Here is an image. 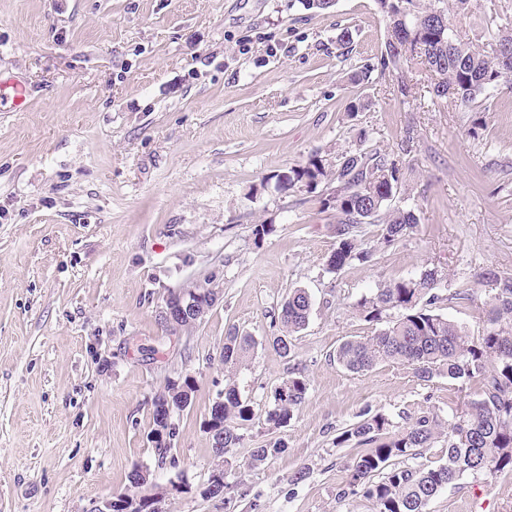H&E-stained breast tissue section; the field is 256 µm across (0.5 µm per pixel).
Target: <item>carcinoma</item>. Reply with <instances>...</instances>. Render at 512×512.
<instances>
[{"label":"carcinoma","instance_id":"carcinoma-1","mask_svg":"<svg viewBox=\"0 0 512 512\" xmlns=\"http://www.w3.org/2000/svg\"><path fill=\"white\" fill-rule=\"evenodd\" d=\"M377 0L387 25L385 50L380 67L398 68L420 60L435 73L434 90L439 97L451 96L463 109L501 84L512 85V73L500 67L498 50L512 51L509 22L488 31L486 42L474 46L457 37L451 13L477 9V0ZM288 186L298 184L309 190L324 183L331 192L320 199L321 207L336 210V248L326 266L338 272L351 262L370 261L373 250L364 246L355 228L362 224L380 226L378 244L392 246L412 232L418 218L413 208L393 204L403 194L401 168L397 160L363 148L344 151L329 163L315 154L303 165L288 168ZM495 285L484 302L486 320L482 333L469 335L463 327L436 311V290L441 283L438 270L429 269L416 277L393 279L358 300L356 310L367 322L380 325L370 336L348 339L335 352L336 363L353 373L372 370L381 362L406 364L425 381L446 378L450 382H475L478 398L444 421L432 411L404 414L405 426H396L383 413H375L341 432L338 445L353 443L366 450L345 466L342 498L362 493L373 501L376 512H427L431 500L443 489L466 476L480 477L490 487L504 473H512V278L485 273ZM216 275L184 292H206L217 299ZM308 293L296 288L281 305L278 315L281 335L274 343L285 356L291 353L290 338L309 322ZM255 345L251 336L224 337L222 360L237 365ZM265 412L267 425L278 428L293 417L308 393L302 374L282 382ZM195 379L186 375L167 383L153 400L152 429H166L164 441H154L158 451L167 453L176 437L173 421H164L166 409L178 411L193 400ZM224 401L212 403L209 430L212 453L226 459L243 440L241 426L253 419L249 402L234 386L224 388ZM446 442L447 462L436 467L398 466L419 455L438 439ZM285 451L275 443L256 448L251 464H258Z\"/></svg>","mask_w":512,"mask_h":512}]
</instances>
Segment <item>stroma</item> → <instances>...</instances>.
<instances>
[{
	"label": "stroma",
	"instance_id": "1",
	"mask_svg": "<svg viewBox=\"0 0 512 512\" xmlns=\"http://www.w3.org/2000/svg\"><path fill=\"white\" fill-rule=\"evenodd\" d=\"M386 35L376 0L323 12L299 0H0V512H86L138 466L149 493L186 479L170 512H375L363 495L338 498L359 449L337 436L367 410L398 426L403 411L448 419L474 398L475 386L394 361L358 374L332 358L372 334L354 305L383 281L438 268L440 313L475 336L491 291L480 272L512 277V88L475 114L436 97L416 62L353 83ZM9 82L26 86L24 104ZM361 145L399 161L419 222L390 247L365 226L372 261L332 272L326 185L282 191L274 177ZM258 224L268 234L254 237ZM213 272L221 297L205 320L167 332L168 292ZM295 288L311 311L286 356L273 339ZM234 330L256 345L231 367L220 350ZM295 369L307 398L268 428ZM188 374L198 390L159 454L152 400ZM229 383L254 418L223 499L207 500L216 461L202 422ZM279 440L284 454L245 469ZM429 512H512V474L489 489L464 477Z\"/></svg>",
	"mask_w": 512,
	"mask_h": 512
}]
</instances>
